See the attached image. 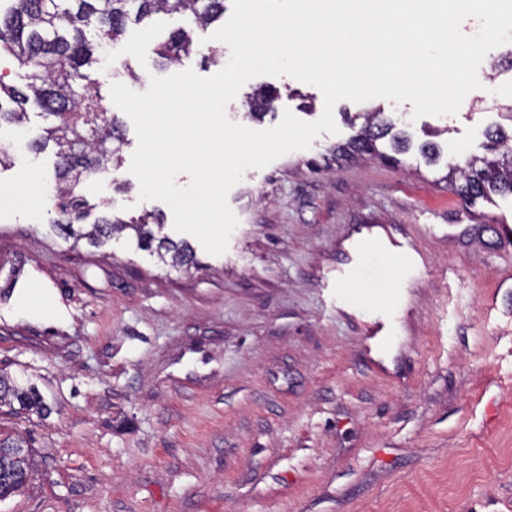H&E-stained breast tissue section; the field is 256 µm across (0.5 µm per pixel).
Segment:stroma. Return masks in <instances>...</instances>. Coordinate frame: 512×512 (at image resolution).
Segmentation results:
<instances>
[{"instance_id":"1","label":"stroma","mask_w":512,"mask_h":512,"mask_svg":"<svg viewBox=\"0 0 512 512\" xmlns=\"http://www.w3.org/2000/svg\"><path fill=\"white\" fill-rule=\"evenodd\" d=\"M178 17L129 27L93 66L146 91L154 76L209 77L215 43L158 67L155 48ZM512 43L489 51L457 113L413 118L411 102L335 104L337 133L246 170L228 194L239 219L224 254L176 231L170 207L140 200L130 173L131 119L117 183L86 181L89 204L110 198L127 217L156 213L198 266L163 265L130 237L95 248L61 237L52 200L31 211L0 204V371L35 385L38 414L0 407V432L32 448L27 485L0 512H512V196L468 201L441 180L446 164L486 152L488 129L512 127ZM273 113L249 115L259 86ZM381 109L410 141L397 161L340 162L336 149ZM321 91L290 76L248 80L231 122L276 126L284 112L313 122ZM49 119L29 108L0 126V190L55 185L53 149L28 150ZM437 130L441 165L418 146ZM377 239L354 254L365 228ZM351 268L347 296L336 271ZM38 285L68 321L18 315ZM496 309H487L489 295ZM391 318V346L364 355V323Z\"/></svg>"}]
</instances>
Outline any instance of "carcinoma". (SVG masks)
I'll use <instances>...</instances> for the list:
<instances>
[{
	"instance_id": "cac0c4a2",
	"label": "carcinoma",
	"mask_w": 512,
	"mask_h": 512,
	"mask_svg": "<svg viewBox=\"0 0 512 512\" xmlns=\"http://www.w3.org/2000/svg\"><path fill=\"white\" fill-rule=\"evenodd\" d=\"M157 14L188 16L196 27L205 29L224 15V0H0V53L10 55L26 71L25 86L8 85L0 75V124H23L27 106L34 105L53 118L42 141L56 147L58 218L55 227L67 239H87L105 244L116 235L129 233L143 249L155 248L161 259L174 266L192 262L188 244H177L156 235L149 223L162 227L149 215L125 219L114 213V200L102 201L106 211L94 219L87 231L82 224L90 215L89 203L75 193L78 185L95 174L112 175L119 169L122 123L104 103L100 82L85 73L97 62L96 54L109 43L118 42L130 24L146 25ZM196 50L191 32L179 27L156 45V54L166 66ZM278 92L258 89L252 95L250 115L274 110ZM394 126L367 114L357 140L340 151L346 156L368 155L384 158L378 142L390 138L397 152L408 149V140L393 132ZM488 155L470 157L461 165L447 167L441 180L469 199L492 200L494 195H512V133L501 127L487 131ZM18 402L27 411H45L46 404L35 386L0 373V404ZM19 439L0 435V499L27 484L31 457L13 452Z\"/></svg>"
}]
</instances>
